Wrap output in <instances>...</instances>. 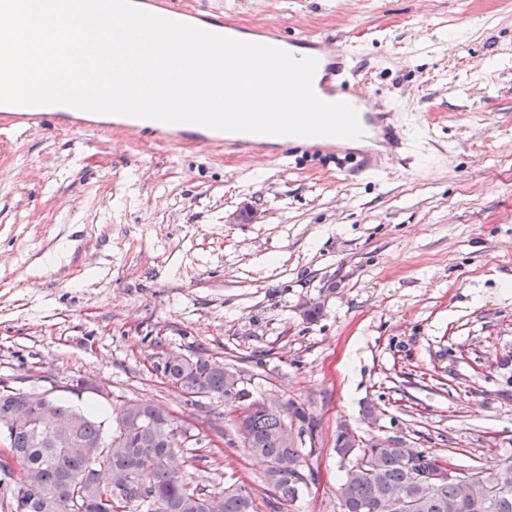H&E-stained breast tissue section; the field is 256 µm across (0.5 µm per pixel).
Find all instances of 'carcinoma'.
Wrapping results in <instances>:
<instances>
[{
  "label": "carcinoma",
  "instance_id": "carcinoma-1",
  "mask_svg": "<svg viewBox=\"0 0 512 512\" xmlns=\"http://www.w3.org/2000/svg\"><path fill=\"white\" fill-rule=\"evenodd\" d=\"M163 375L183 393L205 394L237 404L244 414L247 438L243 444L266 464L268 496L278 502L296 500L314 472L297 444L284 442V427L299 423L298 435L314 436L316 425L306 409L289 403L282 410L269 408L241 387L240 374L215 366L198 356L165 364ZM55 413L63 420L77 419L71 439L73 447L56 448L37 438L30 427L32 412L22 392L0 394V424L14 421L11 448L21 470L36 480L34 490L11 491L12 512H57L58 500H76L69 512H108L103 498H112L111 509L132 512H202L200 501L210 493L183 480L173 465L188 451L186 440L171 427L160 424L162 409L149 402L130 401L123 420L127 430L89 411L59 401ZM335 452L352 463L339 487L342 512H383L388 497L407 504L406 512H512V463L496 473L448 479V465L434 456L417 452L406 457L402 448L365 440L348 427L336 433ZM107 466L111 475L121 474L128 491L113 495L100 486L96 466ZM222 512H256L252 494L243 486L224 488Z\"/></svg>",
  "mask_w": 512,
  "mask_h": 512
}]
</instances>
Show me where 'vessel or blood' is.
I'll return each mask as SVG.
<instances>
[{"label": "vessel or blood", "instance_id": "obj_1", "mask_svg": "<svg viewBox=\"0 0 512 512\" xmlns=\"http://www.w3.org/2000/svg\"><path fill=\"white\" fill-rule=\"evenodd\" d=\"M159 17L202 18L207 31L226 35L228 26L220 11L206 6H189L186 0H147ZM266 45L281 48L292 45L315 58L317 67L313 89L323 101L344 102L357 113L362 135L355 140L319 136L296 137L225 132L187 124L172 127L166 123L125 115L99 117L90 112H59L49 107L14 108L0 105V132L51 133L68 129L79 133H99L137 142L177 145L186 141L203 149H230L245 156L288 160L302 155L335 156L342 170L374 171L383 159L396 156L402 138L379 93L365 88L360 81L341 79L340 74L351 58L350 51L335 38L304 32L283 38L273 27L261 28Z\"/></svg>", "mask_w": 512, "mask_h": 512}]
</instances>
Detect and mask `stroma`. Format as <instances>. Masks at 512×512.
I'll return each mask as SVG.
<instances>
[{
  "mask_svg": "<svg viewBox=\"0 0 512 512\" xmlns=\"http://www.w3.org/2000/svg\"><path fill=\"white\" fill-rule=\"evenodd\" d=\"M190 2L336 36L400 113L409 162L346 175L66 129L0 140V392L110 421L153 403L199 439L186 482L243 484L257 512H339L343 424L496 471L512 459V0ZM250 208L259 222L228 223ZM171 353L314 416L298 499L269 508L234 403L175 388L157 370Z\"/></svg>",
  "mask_w": 512,
  "mask_h": 512,
  "instance_id": "35a3bbf8",
  "label": "stroma"
}]
</instances>
